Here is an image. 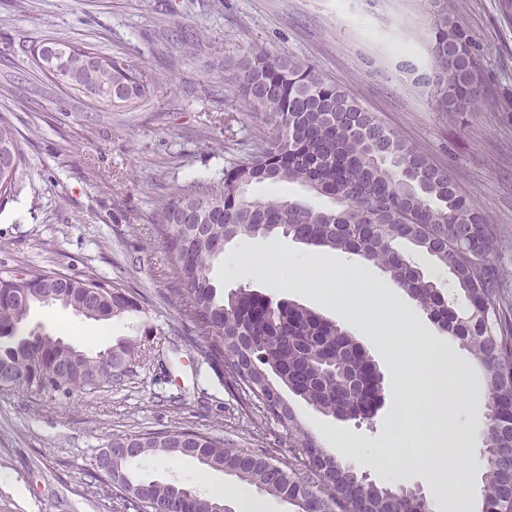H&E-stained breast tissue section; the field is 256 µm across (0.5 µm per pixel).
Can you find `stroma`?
<instances>
[{"mask_svg": "<svg viewBox=\"0 0 512 512\" xmlns=\"http://www.w3.org/2000/svg\"><path fill=\"white\" fill-rule=\"evenodd\" d=\"M448 13L474 43L484 90L468 112L436 111L422 78L434 76L430 0H0V115L18 131L22 162L8 202L0 204V271L37 268L112 282L139 312L99 323L61 306L33 307L27 329L96 352L121 338L142 355L121 382L70 395L0 391V512H140L108 481L91 480L113 437L190 429L238 448L294 454L271 416L243 411L220 371L189 341L168 300L173 258L156 240L161 196L216 180L251 140L271 136L257 113L233 98L225 61L249 48L287 53L313 64L418 151L448 171L494 227L496 260L512 305V0H448ZM203 29L193 55L171 58L159 27ZM54 39L102 54H130L155 80L136 107L97 103L55 83L32 51ZM275 236L227 244L214 263L224 291L272 288L232 269L243 251L262 255L270 273L282 257ZM384 375L385 404L369 421L338 420L296 396L302 425L367 480L384 478L371 456L401 395L371 337L349 327ZM358 438L359 454L333 448L332 436ZM136 478L201 488L236 477L182 459L170 468L148 457Z\"/></svg>", "mask_w": 512, "mask_h": 512, "instance_id": "1", "label": "stroma"}]
</instances>
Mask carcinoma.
<instances>
[{
  "label": "carcinoma",
  "mask_w": 512,
  "mask_h": 512,
  "mask_svg": "<svg viewBox=\"0 0 512 512\" xmlns=\"http://www.w3.org/2000/svg\"><path fill=\"white\" fill-rule=\"evenodd\" d=\"M432 53L438 72L431 96L438 112H467L479 96L472 39L466 28L433 0ZM204 32L177 44L184 55ZM49 74L77 91L95 85L97 102L123 107L154 93L146 69L123 54L103 56L88 47L50 42ZM95 56L105 67L77 65ZM228 80L250 111L274 135L251 142L247 155L224 167L216 183H197L160 200L163 222L155 237L174 257L168 273L170 302L191 332L190 342L224 374L249 408L255 403L288 432L299 457L286 464L268 448H233L194 430H166L112 439V478L120 487L140 485L147 512H224V500L170 482L134 480L144 457L191 458L220 469L296 507V512H431L407 488L366 481L323 448L268 379L275 374L294 395L339 420L370 419L381 381L365 377L373 360L340 325L300 305L273 302L239 287L218 294L214 261L225 244L244 236L280 233L312 248L357 256L389 273L438 327L472 356L485 393L484 489L480 512H512V326L502 316V278L492 225L460 193L448 171L385 127L347 90L287 54L245 50L229 65ZM21 163L18 131L0 118V200L9 198ZM306 186L333 201L315 208L303 201L258 198L264 183ZM406 241L447 269L452 288L425 276L396 244ZM60 305L94 321L137 311L133 296L108 281L39 269L0 273V390L41 395L90 391L119 382L141 346L120 340L89 353L48 334L24 330L32 306Z\"/></svg>",
  "instance_id": "obj_1"
}]
</instances>
